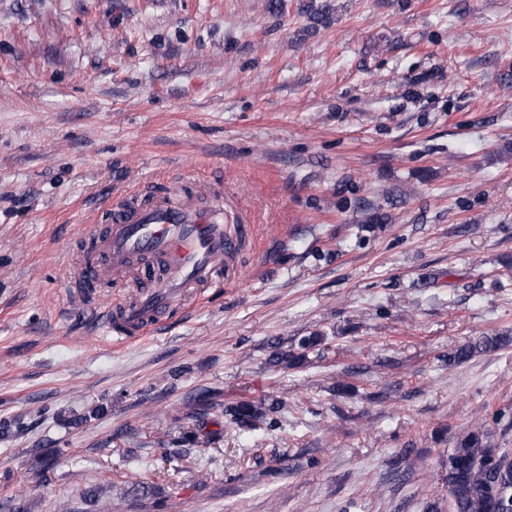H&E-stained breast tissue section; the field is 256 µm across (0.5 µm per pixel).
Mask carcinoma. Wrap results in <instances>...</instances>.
<instances>
[{"mask_svg": "<svg viewBox=\"0 0 512 512\" xmlns=\"http://www.w3.org/2000/svg\"><path fill=\"white\" fill-rule=\"evenodd\" d=\"M332 11L329 0H321L320 5L311 7L309 18L313 26L330 25ZM322 340V335L313 333L302 337L295 346L287 349L278 347L271 355V362L288 368L299 366L305 360L306 352L319 346ZM511 342L509 336L485 334L457 349L453 359L464 363L478 354L500 349ZM279 408L277 401L267 406L239 401L220 409V413L241 431L249 432L259 427L267 414L275 413ZM505 457L507 454L492 442L486 425L460 430L448 454V471L445 475L450 512H505L511 507L512 466L504 464Z\"/></svg>", "mask_w": 512, "mask_h": 512, "instance_id": "cac0c4a2", "label": "carcinoma"}]
</instances>
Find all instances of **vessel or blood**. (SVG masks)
<instances>
[{
	"label": "vessel or blood",
	"instance_id": "1",
	"mask_svg": "<svg viewBox=\"0 0 512 512\" xmlns=\"http://www.w3.org/2000/svg\"><path fill=\"white\" fill-rule=\"evenodd\" d=\"M103 221L91 236L96 261L77 274L88 285L110 288L126 283L134 267L152 270L135 303L119 308L112 328L143 335L178 308L197 288L224 286V257L234 243L224 233V199L202 203L159 195L149 204L104 201Z\"/></svg>",
	"mask_w": 512,
	"mask_h": 512
}]
</instances>
